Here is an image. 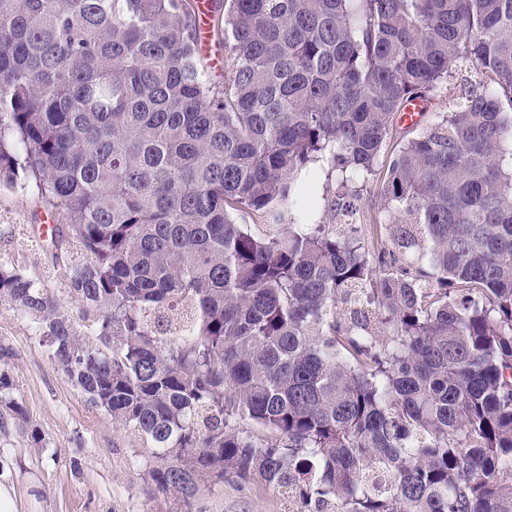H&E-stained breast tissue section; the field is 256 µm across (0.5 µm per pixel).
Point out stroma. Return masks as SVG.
<instances>
[{
  "label": "stroma",
  "instance_id": "1",
  "mask_svg": "<svg viewBox=\"0 0 512 512\" xmlns=\"http://www.w3.org/2000/svg\"><path fill=\"white\" fill-rule=\"evenodd\" d=\"M382 175L357 181V221L366 237L380 233ZM47 216L33 188L0 189V267L23 270L37 288L81 320L83 306L56 264L55 242H41ZM0 372L27 423L0 430V472L15 491L16 512H178L174 500L151 496L145 477L152 450L92 405L49 357L33 319L0 304ZM43 440L33 443L31 429ZM295 500L254 480L200 483L192 512H297Z\"/></svg>",
  "mask_w": 512,
  "mask_h": 512
}]
</instances>
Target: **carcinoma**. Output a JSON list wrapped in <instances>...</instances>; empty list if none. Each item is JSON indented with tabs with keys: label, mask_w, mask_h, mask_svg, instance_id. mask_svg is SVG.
<instances>
[{
	"label": "carcinoma",
	"mask_w": 512,
	"mask_h": 512,
	"mask_svg": "<svg viewBox=\"0 0 512 512\" xmlns=\"http://www.w3.org/2000/svg\"><path fill=\"white\" fill-rule=\"evenodd\" d=\"M458 64L479 87L387 156L367 242L351 185ZM19 183L88 255L67 281L100 346L19 269L0 302L151 445L156 491L512 512V0H0ZM206 16V15H204ZM200 31L202 33V46L204 50L207 49L208 45L210 50L204 51L201 49L202 55L205 57V61L208 63V71L207 75L210 80L212 81H220L222 80L224 76V71L221 70L219 67L212 64L213 61L224 59V47H220V44L216 40V38L212 35L211 41L209 43V37H208V28H209V21L208 17H201V23L199 24Z\"/></svg>",
	"instance_id": "cac0c4a2"
}]
</instances>
